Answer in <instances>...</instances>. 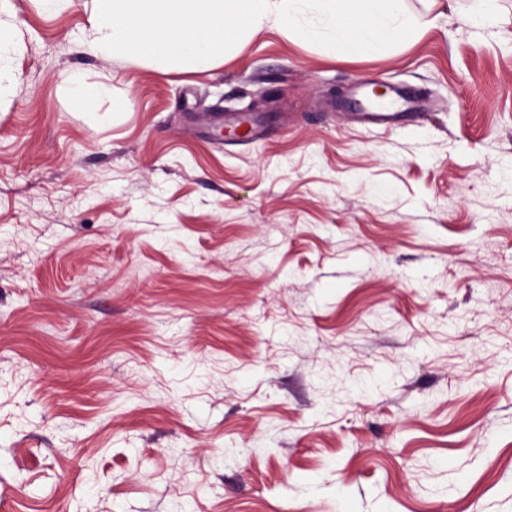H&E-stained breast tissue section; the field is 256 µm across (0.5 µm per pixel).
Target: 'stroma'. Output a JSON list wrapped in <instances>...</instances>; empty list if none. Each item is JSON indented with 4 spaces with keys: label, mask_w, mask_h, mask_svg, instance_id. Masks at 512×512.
Segmentation results:
<instances>
[{
    "label": "stroma",
    "mask_w": 512,
    "mask_h": 512,
    "mask_svg": "<svg viewBox=\"0 0 512 512\" xmlns=\"http://www.w3.org/2000/svg\"><path fill=\"white\" fill-rule=\"evenodd\" d=\"M90 8L0 11V512H512V0L186 72ZM391 93H393V97L382 105L366 106L361 108L364 112L353 113L371 124L393 126L406 113L412 111L419 100L417 95L411 91L393 89Z\"/></svg>",
    "instance_id": "obj_1"
}]
</instances>
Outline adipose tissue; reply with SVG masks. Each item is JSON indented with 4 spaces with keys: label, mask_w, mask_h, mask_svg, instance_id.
I'll return each instance as SVG.
<instances>
[{
    "label": "adipose tissue",
    "mask_w": 512,
    "mask_h": 512,
    "mask_svg": "<svg viewBox=\"0 0 512 512\" xmlns=\"http://www.w3.org/2000/svg\"><path fill=\"white\" fill-rule=\"evenodd\" d=\"M425 11L403 0H91L87 53L160 62L181 70L217 66L266 30L340 51L399 52L423 31Z\"/></svg>",
    "instance_id": "1"
}]
</instances>
